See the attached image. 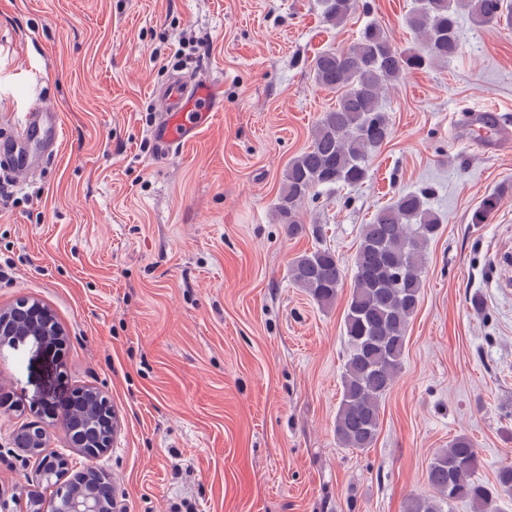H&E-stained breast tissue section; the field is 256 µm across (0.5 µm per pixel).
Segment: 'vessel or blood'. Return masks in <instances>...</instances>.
Listing matches in <instances>:
<instances>
[{"instance_id": "1", "label": "vessel or blood", "mask_w": 512, "mask_h": 512, "mask_svg": "<svg viewBox=\"0 0 512 512\" xmlns=\"http://www.w3.org/2000/svg\"><path fill=\"white\" fill-rule=\"evenodd\" d=\"M164 110L151 134L160 156L166 157L197 137L217 110L216 92L210 82L188 75L170 77L155 87ZM470 126L490 130V137L478 140L483 151L504 154L512 151V126L500 123L492 108L475 109L466 116ZM16 136L9 142V152L0 157L11 175L24 177L41 168V158L58 146L61 131L59 113L39 104L26 105L16 122Z\"/></svg>"}]
</instances>
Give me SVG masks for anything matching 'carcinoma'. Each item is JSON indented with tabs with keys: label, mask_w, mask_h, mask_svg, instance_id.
<instances>
[{
	"label": "carcinoma",
	"mask_w": 512,
	"mask_h": 512,
	"mask_svg": "<svg viewBox=\"0 0 512 512\" xmlns=\"http://www.w3.org/2000/svg\"><path fill=\"white\" fill-rule=\"evenodd\" d=\"M356 0H320L324 21L343 24ZM482 25L506 18L504 0H415L405 16L418 46L400 50L377 22L366 24L346 49H327L311 62L318 86L337 91L336 106L322 113L310 145L288 162L275 206V220L288 238L307 234L300 217L308 197L323 190L356 186L368 177V160L391 134L383 104L388 86L406 73L446 64L460 51L458 17ZM429 192L409 191L361 225L354 258V286L344 317L346 355L342 398L334 426L344 448L373 446L380 428L383 399L392 388L405 355L407 330L418 308L425 269L424 249L439 231L440 219L428 204ZM289 280L319 306L337 298L342 280L335 251L318 246L288 265ZM478 454L471 439L457 435L436 451L426 468L429 496L407 500L405 512H444L456 501L474 512H494L495 494L512 492V465L496 475V489L475 479Z\"/></svg>",
	"instance_id": "carcinoma-1"
}]
</instances>
